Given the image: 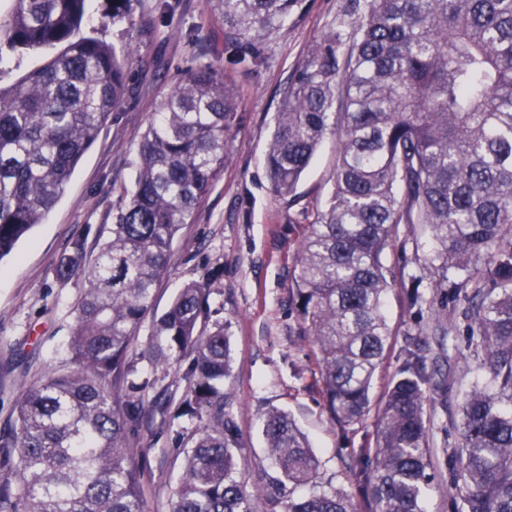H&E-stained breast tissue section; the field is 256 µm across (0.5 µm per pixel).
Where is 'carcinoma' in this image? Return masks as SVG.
I'll return each mask as SVG.
<instances>
[{
    "instance_id": "1",
    "label": "carcinoma",
    "mask_w": 512,
    "mask_h": 512,
    "mask_svg": "<svg viewBox=\"0 0 512 512\" xmlns=\"http://www.w3.org/2000/svg\"><path fill=\"white\" fill-rule=\"evenodd\" d=\"M0 20V75L34 49L62 46L19 82L0 86V260L64 194L76 164L120 102L128 49L80 34L87 0H10ZM224 19L229 62L251 70L266 37L302 0H207ZM343 20L313 40L280 92L266 153L272 190L293 194L328 135L336 166L324 209L300 240L293 294L311 337L322 394L344 430L367 415L391 347L383 312L396 286L384 256L400 226L435 242L422 269L446 292L459 353L483 356L489 382L457 405L459 443L448 453L455 512H512V0H346ZM241 97L223 64L190 71L160 101L142 135L135 183L90 267L84 241L56 278L83 280L69 339L74 367L21 397L15 429L0 436V512H144L128 434L145 415L199 421L183 449L170 512H255L224 413L231 368L226 329L204 334L206 288L184 285L153 317L144 357L171 367L191 358L189 386L171 410L119 406L112 376L133 375L131 342L152 312L181 226L224 167ZM448 407V374L427 372L422 348L402 349L356 489L372 512H424L432 467L425 386ZM276 475L259 484L285 512H353L330 484L294 490L321 462L290 414H266Z\"/></svg>"
}]
</instances>
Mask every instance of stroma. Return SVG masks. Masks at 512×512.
Instances as JSON below:
<instances>
[{"label": "stroma", "instance_id": "1", "mask_svg": "<svg viewBox=\"0 0 512 512\" xmlns=\"http://www.w3.org/2000/svg\"><path fill=\"white\" fill-rule=\"evenodd\" d=\"M163 14L160 0H132L131 13L112 21L111 0H88L84 33L119 48H136L129 64L125 94L98 138L76 166L66 190L46 220L36 225L14 251L0 259V434L16 420L27 387L47 374L72 367L68 341L83 284L60 283L55 269L74 240H84L88 258L98 251V234L108 231L121 204L122 187L132 186L139 161L138 142L169 89L188 72L211 62L223 44V23L206 0H172ZM345 0H303V8L265 46L263 66L238 72L242 107L228 160L202 199L191 223L177 233L168 271L156 284L154 311L163 313L180 288L200 282L208 293L202 329L224 325L232 363L224 380V409L234 423L240 469L249 481L274 474L262 434L266 412H288L308 436L322 462L320 482H332L353 494L355 512H368L355 496L353 466L371 440L378 409L398 367L400 350L419 344L428 370L449 368L458 381L448 391V410L428 409L434 450L430 480L424 489L426 512H454L455 491L446 463L457 441L449 414L461 399L462 385L486 380L480 359L454 354L455 339L440 335L434 312L442 289L424 278L420 259L434 243L427 233L402 235L385 263L405 283L416 282L425 302L408 307L403 287L389 291L385 314L392 348L372 389L370 411L362 423L343 430L321 397V378L308 337L299 333L292 280L297 246L316 209L324 207L332 186L336 142L326 139L288 197L274 193L265 172V153L278 109L280 91L312 40L343 10ZM144 320L130 348L151 384L111 377L117 403L149 404L156 398L178 404L188 383L185 365L153 370L141 353L151 333ZM196 422L177 419L133 429L145 512H169L181 472L180 450Z\"/></svg>", "mask_w": 512, "mask_h": 512}]
</instances>
